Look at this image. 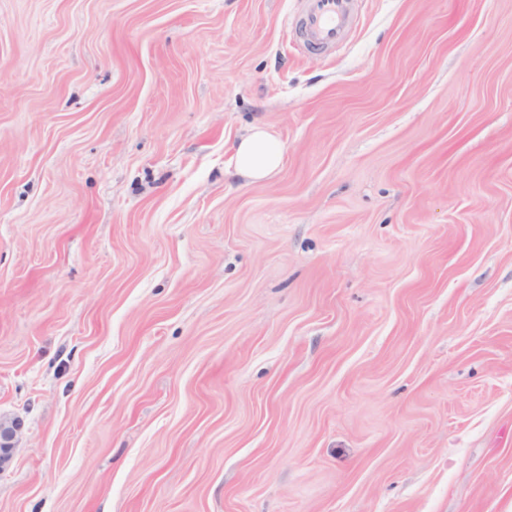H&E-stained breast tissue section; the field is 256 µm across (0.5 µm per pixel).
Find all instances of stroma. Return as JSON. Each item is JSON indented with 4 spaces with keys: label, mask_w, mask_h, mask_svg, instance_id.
<instances>
[{
    "label": "stroma",
    "mask_w": 512,
    "mask_h": 512,
    "mask_svg": "<svg viewBox=\"0 0 512 512\" xmlns=\"http://www.w3.org/2000/svg\"><path fill=\"white\" fill-rule=\"evenodd\" d=\"M302 9L0 0V512H512V0ZM302 27L307 47L320 51L341 40L354 0H306ZM234 158L237 175L264 179L280 167L283 145L264 127L255 126L234 146ZM20 429V422L14 418L0 417V468L13 456L14 440Z\"/></svg>",
    "instance_id": "1"
}]
</instances>
